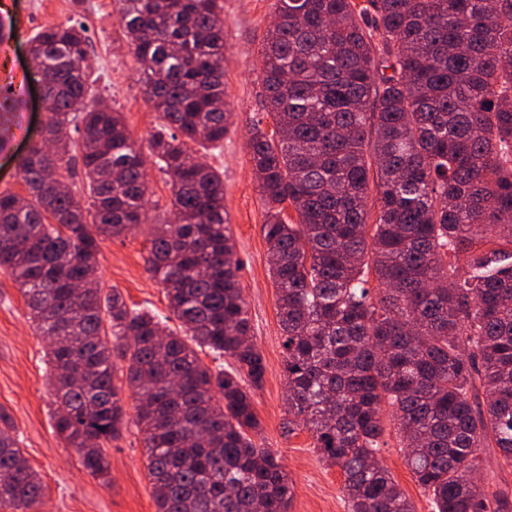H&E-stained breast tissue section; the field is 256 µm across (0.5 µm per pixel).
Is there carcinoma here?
Instances as JSON below:
<instances>
[{"label":"carcinoma","instance_id":"carcinoma-1","mask_svg":"<svg viewBox=\"0 0 512 512\" xmlns=\"http://www.w3.org/2000/svg\"><path fill=\"white\" fill-rule=\"evenodd\" d=\"M161 124L149 147L173 218L151 225L147 269L170 317L98 281L101 243L142 224L143 154L97 99L81 26L29 39L45 83L27 195L0 192V271L49 341L54 430L106 480L124 423L145 435L156 512H290L275 453L251 434L266 365L249 342L224 174L191 144L224 141L222 0H116ZM262 50L270 133L250 130L286 350L288 431L341 469L348 512H414L377 453L384 408L432 512H502L475 452L512 461V0H277ZM0 85V149L23 101ZM78 134L73 139L70 132ZM80 160L93 198L64 188ZM491 245L479 253L474 241ZM380 291L371 295L368 275ZM229 357L212 370L198 351ZM137 398L126 416L115 379ZM0 412V509L47 487Z\"/></svg>","mask_w":512,"mask_h":512}]
</instances>
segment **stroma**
Listing matches in <instances>:
<instances>
[{"label": "stroma", "instance_id": "obj_1", "mask_svg": "<svg viewBox=\"0 0 512 512\" xmlns=\"http://www.w3.org/2000/svg\"><path fill=\"white\" fill-rule=\"evenodd\" d=\"M275 0H224V95L235 119L219 149L201 152L202 162L224 173V208L241 262L239 283L251 323V340L262 354L266 372L252 390L259 420L256 442L279 458L294 497L291 512H347L343 474L322 461L310 434L287 431L285 357L277 315V291L269 270L264 237L265 206L247 148L248 131L260 124L272 131L265 109L262 44L271 25ZM0 19L12 21V37L0 43V80L30 81L28 41L47 24L83 25L89 38V65L95 91L106 105L122 112L132 139L148 151L160 121L146 98L139 64L117 18L115 0H0ZM46 119L37 92H29L13 116V137L0 150V191L24 193L18 158L42 137ZM147 221L127 236L102 243L98 256L104 290H116L132 308L168 314L165 290L147 270L151 225L171 215V186L156 166L147 169ZM46 345L36 336L28 310L10 277L0 272V412L9 415L20 446L48 488L38 512H155L147 478L144 435L128 426L108 449L110 475L101 482L81 465L53 427L52 396L47 383ZM379 458L412 503L415 512H431L429 496L408 468L394 429H387ZM479 483L512 497V462L495 448L479 449Z\"/></svg>", "mask_w": 512, "mask_h": 512}]
</instances>
